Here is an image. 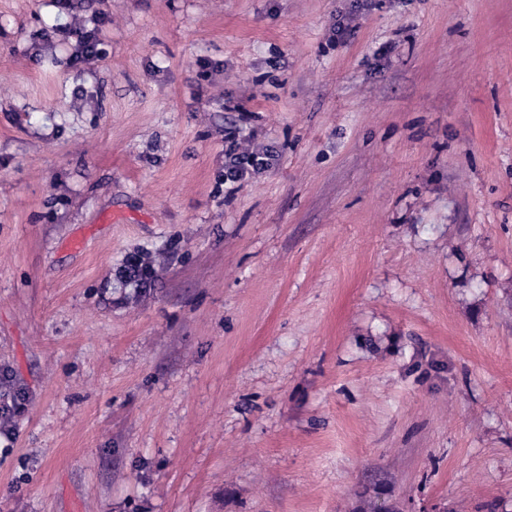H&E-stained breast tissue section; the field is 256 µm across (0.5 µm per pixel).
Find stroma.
Listing matches in <instances>:
<instances>
[{
	"mask_svg": "<svg viewBox=\"0 0 512 512\" xmlns=\"http://www.w3.org/2000/svg\"><path fill=\"white\" fill-rule=\"evenodd\" d=\"M355 5L0 0V512H512V0ZM228 145L224 149V182L235 183L251 172L269 168L275 155L271 152L254 149L249 138H238L236 134L224 137Z\"/></svg>",
	"mask_w": 512,
	"mask_h": 512,
	"instance_id": "35a3bbf8",
	"label": "stroma"
}]
</instances>
